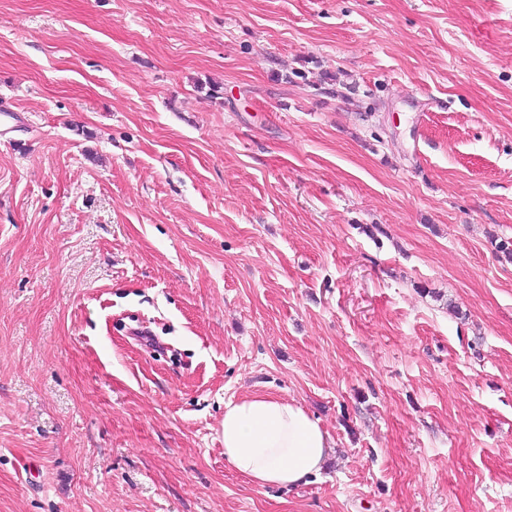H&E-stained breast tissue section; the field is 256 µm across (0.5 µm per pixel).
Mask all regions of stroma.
Masks as SVG:
<instances>
[{
	"label": "stroma",
	"mask_w": 512,
	"mask_h": 512,
	"mask_svg": "<svg viewBox=\"0 0 512 512\" xmlns=\"http://www.w3.org/2000/svg\"><path fill=\"white\" fill-rule=\"evenodd\" d=\"M0 111V512H512V0H0ZM224 458L260 486L295 487L322 470L331 437L287 399L254 394L224 403Z\"/></svg>",
	"instance_id": "35a3bbf8"
}]
</instances>
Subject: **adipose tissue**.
Wrapping results in <instances>:
<instances>
[{
    "mask_svg": "<svg viewBox=\"0 0 512 512\" xmlns=\"http://www.w3.org/2000/svg\"><path fill=\"white\" fill-rule=\"evenodd\" d=\"M224 457L261 486L294 487L321 471L332 446L317 420L297 404L254 394L224 404Z\"/></svg>",
    "mask_w": 512,
    "mask_h": 512,
    "instance_id": "1",
    "label": "adipose tissue"
}]
</instances>
